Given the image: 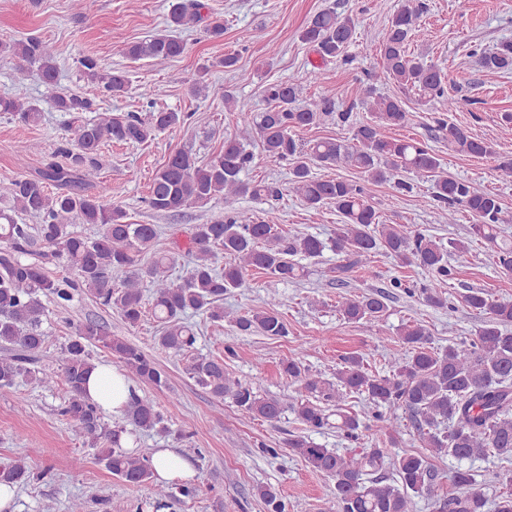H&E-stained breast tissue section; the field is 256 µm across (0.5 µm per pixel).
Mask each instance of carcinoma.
<instances>
[{
  "label": "carcinoma",
  "instance_id": "1",
  "mask_svg": "<svg viewBox=\"0 0 512 512\" xmlns=\"http://www.w3.org/2000/svg\"><path fill=\"white\" fill-rule=\"evenodd\" d=\"M205 9L202 0H184L174 6L167 27L177 30L204 21L210 37H223L224 23L208 21ZM423 10L420 0H405L393 16L379 48L383 75L451 112L456 100L448 91L446 72L407 49ZM355 34L351 18L324 10L313 16L301 39L325 62L343 55ZM185 49L182 41L164 33L128 46L124 55L164 63L181 56ZM0 57L16 61L21 73L28 66L37 67L46 89L43 102L69 116L74 149L66 152L75 162L69 167L49 163L37 176L20 173L4 187L12 206L0 209V348L6 352L0 358L1 390L14 387L23 378L45 389L57 383L55 373L37 366L38 354L50 339L42 329L46 303L64 307L81 288L101 304L115 307L125 323L135 326L145 313L142 282L147 279L152 286L151 311L161 323L159 345L187 357L192 377L214 397L230 396L240 411L254 419L279 421L284 412L280 401L264 398L252 386L231 378L224 370V359L193 354L197 337L184 315L190 310L202 311L211 321L222 322L224 294L243 286L247 268L290 282L304 276V268L293 257L317 258L328 247L353 258L355 264L385 248L401 264L424 274L419 283L395 278L390 281L391 288L410 297L416 295L431 306L447 307L448 298L436 289L456 279L457 263L469 252L467 243L451 238L445 244L419 230L382 224L374 206L370 186L391 183L408 192L412 184L405 181L407 176L433 182L432 199L448 210V221H453L460 210L469 213L471 234L488 243L496 264L512 273V242L500 238L499 225L506 219L498 194L478 190L446 173L439 156L420 141L385 135V129L408 121L400 98L375 97L369 88L364 104L373 112L374 120L357 126L352 141L326 137L306 145L295 139V131L319 125L324 116L334 112V102L322 97L299 107L296 102L301 86L291 81L265 87L270 108L264 112H255L248 101L225 93L224 105L234 114L239 135L224 139L223 149L205 163L190 149L170 156L152 179L147 203L155 211L178 215L217 197L278 196L277 187L251 184L242 178L254 161L244 140L255 132L266 156L291 165L290 188L305 205L314 209L329 205L341 216L336 237L329 243L312 234L284 238L275 225L238 211L227 220L194 226L192 262L185 277H172L175 258L168 253L154 254L143 266L141 259L154 247L155 226L127 222L122 208L87 194L85 186L98 176L97 154L103 144H145L158 133L183 124L185 114L158 110L141 118L99 112L88 119L85 113L93 111V100L59 87L55 53L48 42L37 37L25 41L1 37ZM80 64L84 77L103 94L120 96L130 90L125 71L106 69L91 56L81 59ZM478 64L488 71L512 66V40L481 52ZM0 112L13 114L26 124H36L42 116L38 104L2 97ZM435 130L445 133L455 152L491 157L495 170L512 177V155L497 152L467 127L438 118ZM313 163L354 167L364 174L365 183L317 178L311 172ZM51 185L58 192H50ZM21 215L36 218L39 224H22ZM79 224H98L101 232L85 236L76 231ZM38 244L52 255L64 257L74 277L51 278L40 264L26 260ZM217 250L230 257L222 271L214 268ZM118 274L121 279L116 283L112 276ZM386 300L387 295L377 291L345 297L339 307L350 321H371L386 312ZM461 302L479 318L473 336L436 348L425 325L408 322L400 329V349L389 359L390 371L385 375L369 371L364 358L357 354L343 357L334 382L311 375L301 353L281 364V374L300 385L294 411L307 430L322 432L334 416L338 431L348 438L358 437L364 422L342 407L347 396L358 394L372 417L381 422L379 432L391 440L399 426L398 411L410 412L412 426L429 449L427 454L405 452L392 458L386 448H364L346 455L306 436L288 439L287 445L296 455L333 482L332 499L325 512H413L414 498L434 494L432 459L463 461L493 456L512 460V300L494 299L481 288H469ZM279 307V299L270 295L260 308L236 317L235 327L242 336L260 333L286 337L288 325ZM92 344L110 350L128 376L141 384L156 389L168 384L167 372L140 347L88 322L61 347L59 361L68 393L62 414L77 423L90 447L97 450L99 462L112 475L132 484H152L145 507L156 512L173 499L197 497L199 488L192 482L176 486L155 482L150 458L138 448L140 431L169 433L152 400L136 395L121 421L113 424L103 420L86 393L87 379L95 366L88 351ZM126 434L135 445L131 451L121 446ZM46 453L47 449L35 446L23 456L0 463V483L19 486L44 478L48 470L33 472L30 458ZM387 463L396 472L391 483L377 475ZM451 482L455 492L435 500L436 512H512L511 490L501 492L491 502L471 471L463 468L452 473ZM255 495L267 512H284L285 505L275 488L258 486Z\"/></svg>",
  "mask_w": 512,
  "mask_h": 512
}]
</instances>
